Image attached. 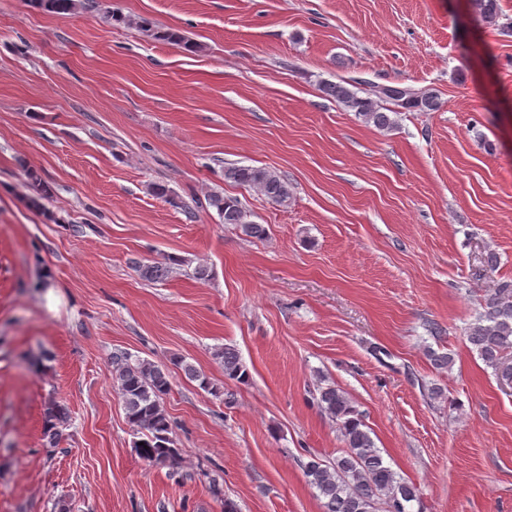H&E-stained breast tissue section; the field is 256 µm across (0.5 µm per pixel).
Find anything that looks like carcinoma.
Returning a JSON list of instances; mask_svg holds the SVG:
<instances>
[{"label":"carcinoma","mask_w":512,"mask_h":512,"mask_svg":"<svg viewBox=\"0 0 512 512\" xmlns=\"http://www.w3.org/2000/svg\"><path fill=\"white\" fill-rule=\"evenodd\" d=\"M31 7L58 15L73 14L83 7L82 0H29ZM479 15L489 21L497 18V0H472ZM136 27L146 36L165 43L181 46L194 53L199 46L173 28L154 27L145 19ZM320 91L354 111L365 122L381 130L393 128L389 113L402 110L430 112L439 108L438 96L428 90L401 85H378L359 78L324 80ZM365 95H359V92ZM29 184L39 198L31 199L39 208V200L50 197V188L42 182L37 172L26 171ZM224 176L265 196L269 201L286 206L291 191L286 180L277 171L263 166H232ZM207 204L216 210L225 224H232L249 237L261 239L267 228L250 220V213L241 200L220 192L207 194ZM139 275L152 282L166 279L170 267L154 262L133 260ZM481 310L466 328L470 350L490 368L498 383L512 386V281H502L486 291L480 300ZM213 356L224 368V377L242 383L248 373L238 352L231 347H218ZM427 356L434 369H450L454 356L430 348ZM112 383L116 388L126 418L137 436L135 448L141 458L153 465L176 464L179 449L175 446L172 427L163 408V398L171 391V372L167 367L148 359H141L123 350L112 352ZM177 367L199 389L216 397L221 391L214 387L209 377L195 365L181 360ZM317 404L322 412L336 423L344 449L340 455L322 460L311 458L304 465L309 487L322 500L324 512H411L409 505L419 501L416 486L402 478L384 459L351 399L335 384L319 379L316 384ZM69 421L67 408L51 398L46 404L43 420V440L54 448L58 445L61 428Z\"/></svg>","instance_id":"1"}]
</instances>
